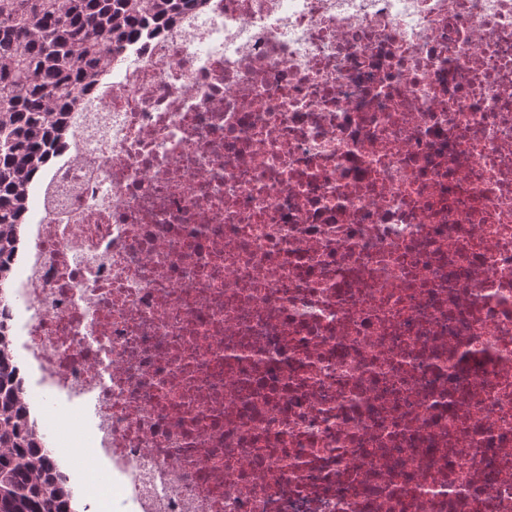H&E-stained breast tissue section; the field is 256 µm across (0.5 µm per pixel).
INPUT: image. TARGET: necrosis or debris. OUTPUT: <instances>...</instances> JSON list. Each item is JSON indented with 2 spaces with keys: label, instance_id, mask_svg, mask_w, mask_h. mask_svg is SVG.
Returning a JSON list of instances; mask_svg holds the SVG:
<instances>
[{
  "label": "necrosis or debris",
  "instance_id": "4bbe7bcc",
  "mask_svg": "<svg viewBox=\"0 0 512 512\" xmlns=\"http://www.w3.org/2000/svg\"><path fill=\"white\" fill-rule=\"evenodd\" d=\"M82 100L0 304L50 465L122 512H512V0H188Z\"/></svg>",
  "mask_w": 512,
  "mask_h": 512
}]
</instances>
